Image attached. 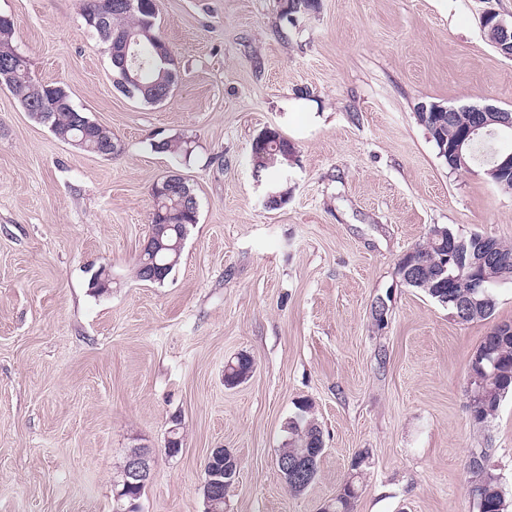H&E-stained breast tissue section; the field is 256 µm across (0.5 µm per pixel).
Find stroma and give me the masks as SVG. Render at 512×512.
Returning <instances> with one entry per match:
<instances>
[{
  "label": "stroma",
  "instance_id": "35a3bbf8",
  "mask_svg": "<svg viewBox=\"0 0 512 512\" xmlns=\"http://www.w3.org/2000/svg\"><path fill=\"white\" fill-rule=\"evenodd\" d=\"M82 4L0 0L33 78L65 84L119 146L61 141L0 88V512H113L133 448L152 457L139 512H205L215 448L240 461L225 512H319L355 469L354 512H475L484 447L512 512V395L482 427L467 397L473 351L512 324V283L461 323L397 274L436 225L512 245V193L449 171L415 119L431 101L512 111V57L482 22H511L512 0H320L293 22L281 0H156L179 80L152 105L114 89ZM268 127L293 147L276 208L251 165ZM179 138L190 157L156 151ZM173 172L198 222L173 273L142 282L151 188ZM242 353L253 372L227 387ZM303 401L325 452L296 493L276 458Z\"/></svg>",
  "mask_w": 512,
  "mask_h": 512
}]
</instances>
